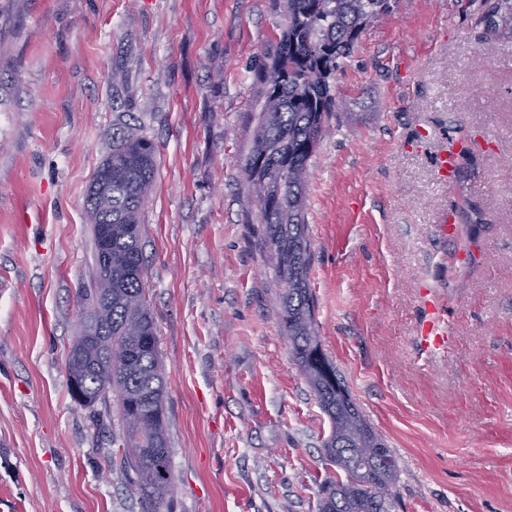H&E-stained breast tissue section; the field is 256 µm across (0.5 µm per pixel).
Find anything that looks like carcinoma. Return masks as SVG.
<instances>
[{"instance_id":"1","label":"carcinoma","mask_w":512,"mask_h":512,"mask_svg":"<svg viewBox=\"0 0 512 512\" xmlns=\"http://www.w3.org/2000/svg\"><path fill=\"white\" fill-rule=\"evenodd\" d=\"M288 22L277 49L259 73L264 85L252 145L245 157L248 186L262 220L259 246L279 288V318L292 360L331 423L323 443L326 459L346 474L329 480L319 512H394L398 463L392 449L353 401L339 371L321 348L316 303L309 288L312 263L306 221L311 160L328 133L330 118L341 116L332 78L338 60L361 34L383 21L390 0H285ZM486 31L512 30V0H497L482 17ZM112 170L105 192L86 195L92 223L112 225V316L97 326L101 349L91 352L77 337L65 355L67 385L77 405L114 403L122 422L112 444L120 464L134 474L131 485L160 505L172 490V467L165 421L166 383L156 328L146 300L141 209L156 174L155 148L134 125L112 133V154L95 177ZM96 268L92 303L82 330L105 303L101 250L94 241Z\"/></svg>"}]
</instances>
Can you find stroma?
Returning <instances> with one entry per match:
<instances>
[{"label": "stroma", "mask_w": 512, "mask_h": 512, "mask_svg": "<svg viewBox=\"0 0 512 512\" xmlns=\"http://www.w3.org/2000/svg\"><path fill=\"white\" fill-rule=\"evenodd\" d=\"M492 2L392 0L340 59L349 116L312 159L318 333L396 453L395 512H512V34L480 24ZM286 23L283 0H0V512L145 507L108 465L116 408L76 406L64 364L95 266L85 197L126 123L157 161L161 512H318L331 426L289 354L243 172ZM423 287L448 315L436 353L418 346Z\"/></svg>", "instance_id": "35a3bbf8"}]
</instances>
